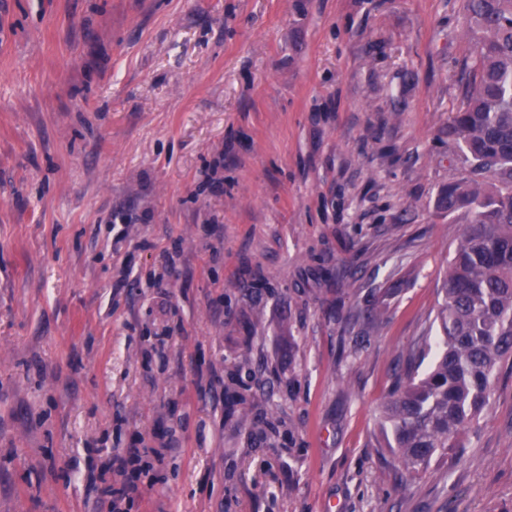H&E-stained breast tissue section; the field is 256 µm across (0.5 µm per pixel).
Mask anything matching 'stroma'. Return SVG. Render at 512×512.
<instances>
[{
    "label": "stroma",
    "mask_w": 512,
    "mask_h": 512,
    "mask_svg": "<svg viewBox=\"0 0 512 512\" xmlns=\"http://www.w3.org/2000/svg\"><path fill=\"white\" fill-rule=\"evenodd\" d=\"M471 50L463 0H0V512L132 448L129 512H512V360L425 478L375 448Z\"/></svg>",
    "instance_id": "1"
}]
</instances>
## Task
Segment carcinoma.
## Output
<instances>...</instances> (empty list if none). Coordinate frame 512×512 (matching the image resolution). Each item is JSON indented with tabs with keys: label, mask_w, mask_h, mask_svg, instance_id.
Wrapping results in <instances>:
<instances>
[{
	"label": "carcinoma",
	"mask_w": 512,
	"mask_h": 512,
	"mask_svg": "<svg viewBox=\"0 0 512 512\" xmlns=\"http://www.w3.org/2000/svg\"><path fill=\"white\" fill-rule=\"evenodd\" d=\"M464 10L473 62L448 135L466 168L439 203L466 224L441 284L440 335L425 332L407 347L378 440L414 478L465 447L489 407L495 367L512 358V0H464Z\"/></svg>",
	"instance_id": "carcinoma-1"
}]
</instances>
